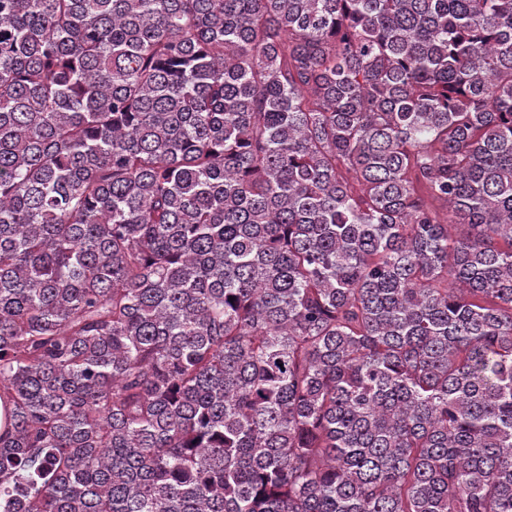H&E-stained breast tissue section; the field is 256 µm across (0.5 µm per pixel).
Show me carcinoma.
I'll return each instance as SVG.
<instances>
[{
  "label": "carcinoma",
  "mask_w": 512,
  "mask_h": 512,
  "mask_svg": "<svg viewBox=\"0 0 512 512\" xmlns=\"http://www.w3.org/2000/svg\"><path fill=\"white\" fill-rule=\"evenodd\" d=\"M0 512H512V0H0Z\"/></svg>",
  "instance_id": "obj_1"
}]
</instances>
